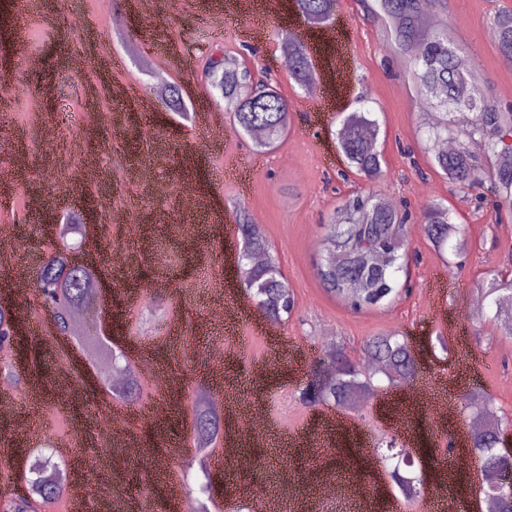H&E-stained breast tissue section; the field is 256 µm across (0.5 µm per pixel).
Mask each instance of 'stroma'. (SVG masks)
<instances>
[{
    "instance_id": "stroma-1",
    "label": "stroma",
    "mask_w": 512,
    "mask_h": 512,
    "mask_svg": "<svg viewBox=\"0 0 512 512\" xmlns=\"http://www.w3.org/2000/svg\"><path fill=\"white\" fill-rule=\"evenodd\" d=\"M229 0H155L149 14H128L127 0H0V83L25 82L27 97L0 101V189L15 196L0 211V253L10 261L37 266L54 249L40 223L39 209L69 216L84 196L102 205L99 223L86 227L82 244L96 253L99 274L112 291L95 298L100 333L122 312L125 327L111 343L125 351L130 366L153 364L160 386L138 379L123 397L105 384L95 361L55 331L32 336V354L17 367L14 387L38 402L35 439L16 441L13 422L0 419V494L17 496L38 451L63 440L80 452L97 454L86 472L87 487L111 485L108 505L94 495L81 504L63 498L42 512H175L166 496L170 484L197 479L188 468L194 408L199 395L237 398L260 408L273 430L288 434V446L273 448L228 422L212 448L233 449L223 470L210 471V498L196 497L201 512H256L269 503L276 512H337L315 497L324 471L345 487L366 486L358 512H421L422 497L403 498L380 462L381 441L395 439L414 457L403 468L422 473L426 493L445 499L446 512H475L469 484L474 463L448 470L435 467L436 454L462 457L469 413L457 410L437 425L429 406L417 403L414 384L378 389L377 399L351 408L306 403L301 392L328 343L365 363L366 341L377 334L407 336L418 362V379L442 382L452 399L477 388L488 393L497 413L512 417V338L481 318L474 298L477 283L503 270L512 255V212L480 202L475 189H456L434 168L423 144L429 107L416 95L409 62L386 44L381 26L363 0H341L337 42L322 41L307 29L289 0H254L247 17L232 13ZM512 11V0H435L427 15L450 19L453 46L476 63L482 89L503 112H512V69L502 64L488 36L493 17ZM297 33L321 65L349 61L350 83L317 103L285 66L280 31ZM97 52L99 70L78 71L71 59ZM232 56L250 64L287 98L288 133L271 153L254 154L224 101L202 78L210 56ZM167 70L187 106L186 114L165 110L143 58ZM378 119L383 156L380 181L371 184L345 166L337 149L340 113L357 99ZM222 117L215 145L198 141L191 116ZM233 160L240 174L225 177ZM391 198L412 214L407 249L409 293L379 308L354 312L331 297L316 273L321 226L328 214L355 193ZM443 200L460 227L458 240L438 252L427 238L422 212ZM260 225L294 295L288 320L271 325L234 272L239 242L237 211ZM141 218L136 239L113 223L116 212ZM227 295L240 305L228 331L210 317V298ZM0 300L22 322L51 323L37 292L18 294L0 266ZM332 328L324 342V328ZM163 401L166 421L142 415V407ZM137 420L97 450V421L111 409ZM153 449L161 460L147 474L129 460L123 480L112 475V457L129 438ZM288 471L280 481V471Z\"/></svg>"
}]
</instances>
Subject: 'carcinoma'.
<instances>
[{
	"instance_id": "carcinoma-1",
	"label": "carcinoma",
	"mask_w": 512,
	"mask_h": 512,
	"mask_svg": "<svg viewBox=\"0 0 512 512\" xmlns=\"http://www.w3.org/2000/svg\"><path fill=\"white\" fill-rule=\"evenodd\" d=\"M432 3L433 0H372L368 9L381 22L387 42L410 58L417 94L436 109L427 139V152L435 166L449 184L458 188L475 189L490 181L498 206L512 209V112H502L485 99L466 54L450 45L448 27L435 28L424 21L423 10L431 8ZM338 4L339 0H294L296 11L313 27L328 26L336 16ZM493 23L500 51L512 55V11L496 14ZM282 51L291 76L299 85H306L313 60L303 42L290 33ZM207 76L209 86L224 98L237 129L249 137L256 130L264 133L262 139L253 141L255 150H273L286 135L291 118L288 102L281 94L265 82L255 93H249L254 77L234 58L212 64ZM450 107L471 112V121L457 127L453 113L448 111ZM378 136L377 120L372 118V112L361 108L343 115L336 133L347 166L370 182L378 181L382 175ZM448 139L455 142L454 149L440 151V143ZM406 219L407 215L386 206L382 197L374 193H357L342 202L323 224L317 275L325 290L355 312L372 310L396 299L405 287L399 279L405 264L399 242L407 234ZM423 224L432 244L441 251L458 230L451 222L448 206L441 200H433L425 207ZM236 227L242 242L239 269L243 282L258 307L278 322L287 313L285 301L291 296L290 289L259 226L239 214ZM67 264L64 254L54 252L36 271L39 295L51 304L57 330L65 334L70 333L72 310L96 288L84 272H66ZM479 286L501 333L512 336V304L503 302V295L512 293V278L497 273L489 283L481 282ZM15 324L13 312L0 307V341L13 342L23 352L28 344L24 337L12 335ZM366 352L371 366L376 368L368 374L348 357L343 346H337L328 355L325 374L310 383L317 388V394L311 397L304 392L302 399L343 406L371 388L378 374L390 385H403L415 377L414 355L399 334L369 338ZM466 400L479 408L486 407L490 416L488 425L472 435L483 492L487 493L506 464L500 447L509 420L497 416L486 393H470ZM219 427L218 411L199 399L194 431L200 447L214 439ZM32 467L43 472L42 478L32 483V498L43 505L57 503L63 493L58 463L51 455H41ZM392 479L407 497L419 493V478L409 484L396 469ZM485 504L487 512H512V490H499Z\"/></svg>"
}]
</instances>
